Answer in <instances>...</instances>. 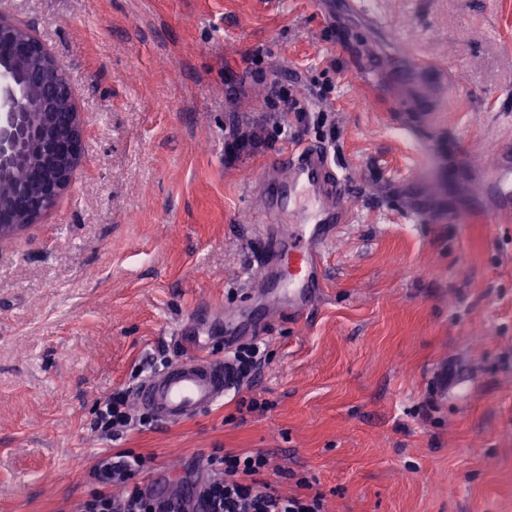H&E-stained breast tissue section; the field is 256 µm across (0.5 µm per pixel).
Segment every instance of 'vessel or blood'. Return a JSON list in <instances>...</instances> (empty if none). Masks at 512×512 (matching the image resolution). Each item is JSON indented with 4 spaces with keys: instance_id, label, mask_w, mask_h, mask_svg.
<instances>
[{
    "instance_id": "vessel-or-blood-1",
    "label": "vessel or blood",
    "mask_w": 512,
    "mask_h": 512,
    "mask_svg": "<svg viewBox=\"0 0 512 512\" xmlns=\"http://www.w3.org/2000/svg\"><path fill=\"white\" fill-rule=\"evenodd\" d=\"M489 186L492 205L477 210L478 219L512 217L511 142L497 146ZM248 194L264 233L243 293L304 312L325 294V252L338 226L352 220L344 179L323 148L296 144L255 173ZM190 327L189 354L146 377L134 393L138 407L161 424L194 419L241 386L232 360L211 354L206 320L192 318Z\"/></svg>"
}]
</instances>
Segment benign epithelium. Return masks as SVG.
Returning a JSON list of instances; mask_svg holds the SVG:
<instances>
[{"label":"benign epithelium","mask_w":512,"mask_h":512,"mask_svg":"<svg viewBox=\"0 0 512 512\" xmlns=\"http://www.w3.org/2000/svg\"><path fill=\"white\" fill-rule=\"evenodd\" d=\"M28 87L38 88L47 106L36 130L24 122ZM86 140L62 66L27 28L0 14V172L23 153L36 163L22 183L6 184L0 175V241L40 223L69 190Z\"/></svg>","instance_id":"7a95c632"}]
</instances>
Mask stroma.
Listing matches in <instances>:
<instances>
[{
	"instance_id": "1",
	"label": "stroma",
	"mask_w": 512,
	"mask_h": 512,
	"mask_svg": "<svg viewBox=\"0 0 512 512\" xmlns=\"http://www.w3.org/2000/svg\"><path fill=\"white\" fill-rule=\"evenodd\" d=\"M344 3L0 0L87 125L71 189L0 243V512H72L120 450L178 493L215 448L268 452L266 480L306 479L327 512H512V219L474 222L453 192L433 221L404 216L446 170L486 179L512 139V0H366L379 33ZM416 59L443 67L422 100L396 76ZM276 82L327 97L302 125L266 104ZM264 117V142L229 155V131ZM290 135L332 147L350 192L325 296L268 314L266 360L223 405L102 436L97 403L182 356L196 307L214 304L223 353L263 233L247 184ZM448 360L471 379L458 402L438 388Z\"/></svg>"
}]
</instances>
